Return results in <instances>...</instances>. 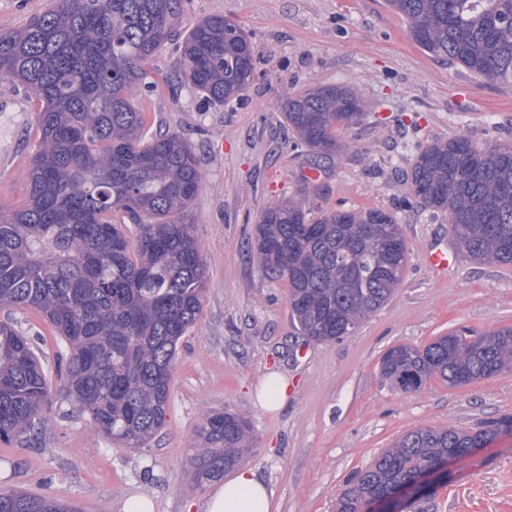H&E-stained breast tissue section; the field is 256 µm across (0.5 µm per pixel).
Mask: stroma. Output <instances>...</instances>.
Wrapping results in <instances>:
<instances>
[{
  "label": "stroma",
  "mask_w": 512,
  "mask_h": 512,
  "mask_svg": "<svg viewBox=\"0 0 512 512\" xmlns=\"http://www.w3.org/2000/svg\"><path fill=\"white\" fill-rule=\"evenodd\" d=\"M251 34L259 56L245 95L207 106L179 82V53L154 56L151 93L135 91L148 128L192 145L203 175L191 219L208 276L202 313L178 344L166 418L150 447H116L54 392L41 431L0 443V487L74 501L80 512H121L133 495L155 512H204L189 460L204 415L249 417L255 446L245 461L267 485L273 512H334L354 473L395 439L425 426L474 428L512 415V373L453 386L434 377L405 393L382 378L391 347L425 346L459 326H512V265L458 258L436 272L427 254L454 248L448 217L410 196L421 148L467 137L512 146V85L429 57L383 0H186L179 29L211 15ZM347 85L367 116L340 127L338 152L318 156L282 116L283 100L313 86ZM28 90L0 78V201L21 205L34 151ZM296 198L312 213L379 209L393 214L408 246L400 287L353 336L317 343L288 306V285L267 278L251 248L264 207ZM28 336L47 374L61 339L29 308L0 309ZM288 379L277 411L258 401L268 373ZM406 512H512V434L450 465Z\"/></svg>",
  "instance_id": "stroma-1"
}]
</instances>
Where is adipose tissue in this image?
<instances>
[{
	"label": "adipose tissue",
	"instance_id": "1",
	"mask_svg": "<svg viewBox=\"0 0 512 512\" xmlns=\"http://www.w3.org/2000/svg\"><path fill=\"white\" fill-rule=\"evenodd\" d=\"M271 506L266 484L252 468L241 467L216 486L205 512H270Z\"/></svg>",
	"mask_w": 512,
	"mask_h": 512
}]
</instances>
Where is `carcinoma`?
I'll return each instance as SVG.
<instances>
[{"label":"carcinoma","mask_w":512,"mask_h":512,"mask_svg":"<svg viewBox=\"0 0 512 512\" xmlns=\"http://www.w3.org/2000/svg\"><path fill=\"white\" fill-rule=\"evenodd\" d=\"M185 0H52L25 28L0 33V77L36 102L37 144L21 207L0 206V307L37 311L66 343L56 373L65 397L121 448L150 446L164 424L179 341L203 307L206 265L188 220L202 188L191 146L177 133L149 136L130 95L149 91V67L172 37ZM427 55L477 77L512 84V0H385ZM188 85L212 105L241 96L257 57L251 36L222 15L197 22L179 45ZM354 89L290 95L283 117L306 147L338 148L336 127L359 123ZM411 194L448 214L468 258L512 265V147L465 137L417 156ZM133 225L135 237L126 228ZM254 249L268 277L288 283L303 334L332 342L355 334L403 280L407 246L383 210L324 212L296 200L260 214ZM381 374L404 392L432 377L454 384L512 372V327L460 326L420 349L390 348ZM51 382L31 341L0 320V442L40 429ZM512 428L504 416L477 429L412 430L353 476L336 512L416 485L446 458L470 455ZM238 413H209L194 435V486L224 478L251 451ZM0 512H79L67 500L0 488Z\"/></svg>","instance_id":"obj_1"}]
</instances>
